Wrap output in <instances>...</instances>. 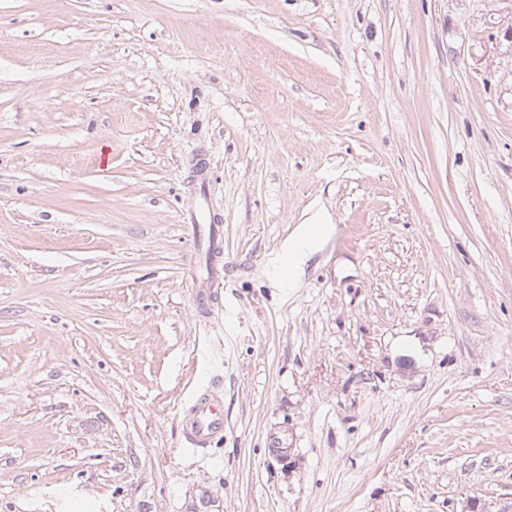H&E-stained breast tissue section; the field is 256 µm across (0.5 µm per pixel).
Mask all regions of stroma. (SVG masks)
<instances>
[{"instance_id":"35a3bbf8","label":"stroma","mask_w":512,"mask_h":512,"mask_svg":"<svg viewBox=\"0 0 512 512\" xmlns=\"http://www.w3.org/2000/svg\"><path fill=\"white\" fill-rule=\"evenodd\" d=\"M510 15L0 0V512H512ZM308 224L331 231L280 277ZM204 334L201 458L178 414ZM190 220L197 223L199 246L204 255L207 276L197 278V286L200 288L198 297L204 307V313L210 310L211 293L210 288L215 284L224 281V237L219 224H216L217 217L213 214H191ZM200 222V223H199ZM197 356L207 380L192 391L182 408L179 433L186 451L203 456L224 439V350L206 342Z\"/></svg>"}]
</instances>
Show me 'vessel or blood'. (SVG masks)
Returning <instances> with one entry per match:
<instances>
[{"label":"vessel or blood","instance_id":"1","mask_svg":"<svg viewBox=\"0 0 512 512\" xmlns=\"http://www.w3.org/2000/svg\"><path fill=\"white\" fill-rule=\"evenodd\" d=\"M196 222L200 249L204 255L207 276L197 282L202 304L211 301V288L223 281L224 237L214 215L191 214ZM198 361L206 375L205 381L191 393L179 416V433L184 449L205 455L224 438V350L207 342L198 349Z\"/></svg>","mask_w":512,"mask_h":512}]
</instances>
